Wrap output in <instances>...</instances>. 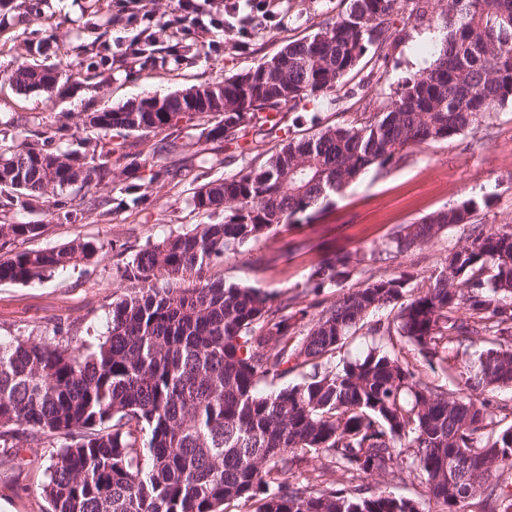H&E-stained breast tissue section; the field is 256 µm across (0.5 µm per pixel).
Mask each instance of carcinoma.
I'll use <instances>...</instances> for the list:
<instances>
[{"instance_id":"cac0c4a2","label":"carcinoma","mask_w":512,"mask_h":512,"mask_svg":"<svg viewBox=\"0 0 512 512\" xmlns=\"http://www.w3.org/2000/svg\"><path fill=\"white\" fill-rule=\"evenodd\" d=\"M396 0H349L345 13L265 56L255 68L167 94L148 93L83 115V151L47 148L43 132L0 139V211L39 209L66 198L69 221L83 190L146 164L127 151L131 132L179 129L212 118L200 137L244 141L279 130V114L347 84L368 49L386 60ZM446 39L434 65L360 126L329 125L290 139L259 166L200 185L194 209L224 220L147 241L122 272L132 291L112 304L107 334L86 353L59 333L43 343L0 338V442L50 456L45 512H421L387 490L421 485L436 512H512V225L475 224L426 286L413 272L380 275L315 313L294 298L206 276L227 253L268 239L283 224L330 204L370 168H390L415 144L475 129L512 102V0H449ZM23 94L52 92L62 73L18 67ZM480 202L406 224L379 257L396 259L467 224ZM45 225L0 220V281L26 283L90 261V241L44 250L19 245ZM352 257L325 256L311 292L337 288ZM386 339L331 365L366 319ZM483 350L471 353L476 344ZM301 381L264 394L261 383ZM324 459L315 473L307 453ZM342 471V480L330 474ZM376 476L381 485L371 486ZM479 489H472L475 478Z\"/></svg>"}]
</instances>
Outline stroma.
I'll use <instances>...</instances> for the list:
<instances>
[{
  "label": "stroma",
  "instance_id": "1",
  "mask_svg": "<svg viewBox=\"0 0 512 512\" xmlns=\"http://www.w3.org/2000/svg\"><path fill=\"white\" fill-rule=\"evenodd\" d=\"M415 6V0H399L393 11L386 60L361 62L342 89L283 110L285 132L265 138L262 155L277 152L290 136H308L336 123L360 125L370 113L383 111L408 78L429 69L440 45L424 36L444 34L448 0H431L421 21ZM346 7L347 0H279L274 16L251 25L248 36L192 29L184 37L187 51L181 62L147 55L131 66L103 61L100 55L102 45L122 33L110 23L112 0H13L8 18L0 20V123L24 118L53 135L57 146L78 149L84 136L82 113L248 71L288 41L313 34L320 22ZM22 11L29 14V24H17ZM21 64L57 66L63 80L53 92L22 94L7 80ZM200 132V127L185 125L179 134L194 170L177 184L164 179L150 184L143 203L112 210L89 207L70 221L54 218L50 201L41 210L20 213V220L32 218L47 225L42 236L27 241V248H52L79 238L91 241L97 252L90 263L42 281L0 282L1 337L41 343L65 330L87 346L97 343L107 330L113 301L129 291L121 278L127 262L146 241L207 223V216L191 203L195 188L255 162L253 155L219 142L213 143L208 157H199ZM485 195L490 204L475 213L471 224H512V103L486 114L477 132L413 147L396 166L367 171L311 223L284 225L273 239L214 262L208 273L267 294L297 297L306 306L312 300L307 281L313 267L325 254H350L359 263L341 288L320 294L331 302L341 290L366 286V259L383 251L400 225ZM471 224L451 227L428 245L404 254L399 259L402 268L414 272L417 284L428 283L448 253L465 242ZM49 442L39 462H32L25 448L0 459V512H45L49 457L66 439L55 435Z\"/></svg>",
  "mask_w": 512,
  "mask_h": 512
}]
</instances>
